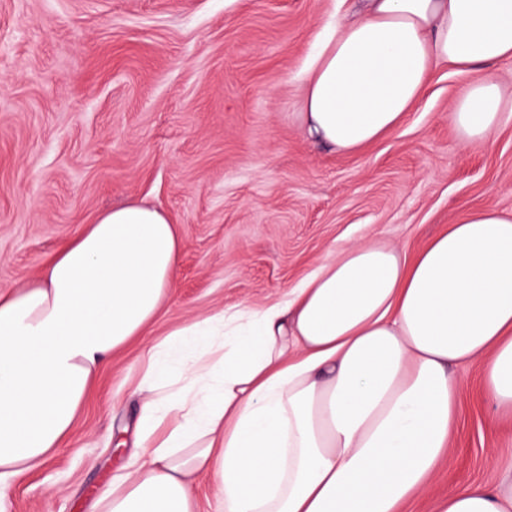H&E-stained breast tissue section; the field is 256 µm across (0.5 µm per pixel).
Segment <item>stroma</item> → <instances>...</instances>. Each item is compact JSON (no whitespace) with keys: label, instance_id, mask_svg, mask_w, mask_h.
I'll list each match as a JSON object with an SVG mask.
<instances>
[{"label":"stroma","instance_id":"obj_1","mask_svg":"<svg viewBox=\"0 0 512 512\" xmlns=\"http://www.w3.org/2000/svg\"><path fill=\"white\" fill-rule=\"evenodd\" d=\"M341 0H0V288L36 279L102 213L147 203L177 224L164 305L95 374L71 433L17 478L10 512H90L124 472L112 432L135 431L147 352L210 312L285 295L344 247L411 256L460 218L512 215V109L484 140L449 115L471 74L431 75L403 124L356 153L310 140L296 76ZM465 390L451 456L403 512L492 485L512 420Z\"/></svg>","mask_w":512,"mask_h":512}]
</instances>
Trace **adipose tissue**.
I'll list each match as a JSON object with an SVG mask.
<instances>
[{"label": "adipose tissue", "instance_id": "1", "mask_svg": "<svg viewBox=\"0 0 512 512\" xmlns=\"http://www.w3.org/2000/svg\"><path fill=\"white\" fill-rule=\"evenodd\" d=\"M504 60L512 0H357L300 75L305 130L357 151L399 128L449 67L473 75L451 121L482 140L505 96L476 70ZM180 249L164 213L130 204L67 241L37 279L0 289V512L14 480L68 436L98 368L158 315ZM477 361L512 417V215L492 208L413 258L350 246L278 301L171 332L137 385L132 472L92 512H195L201 476L223 512H401L446 463L456 370ZM434 512H512V461L500 482L461 485Z\"/></svg>", "mask_w": 512, "mask_h": 512}]
</instances>
